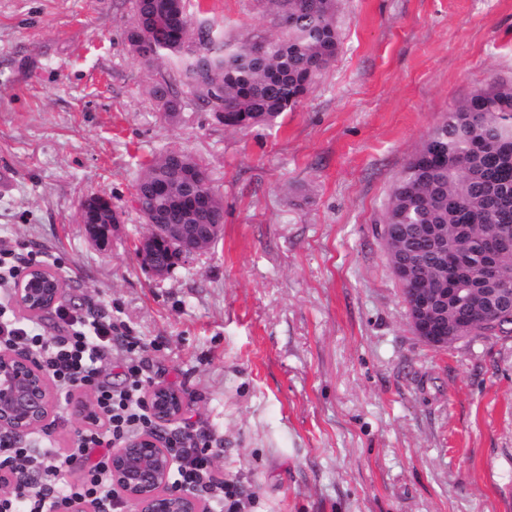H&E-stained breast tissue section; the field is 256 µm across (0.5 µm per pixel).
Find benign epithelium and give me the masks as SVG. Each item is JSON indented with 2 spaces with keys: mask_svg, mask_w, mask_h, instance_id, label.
<instances>
[{
  "mask_svg": "<svg viewBox=\"0 0 512 512\" xmlns=\"http://www.w3.org/2000/svg\"><path fill=\"white\" fill-rule=\"evenodd\" d=\"M198 187L199 201L208 209L206 224H163L156 212H140L147 232L138 241L137 255L158 278L170 270L159 256L162 244L170 245L177 258L188 261L205 254L221 235L224 217L209 209L211 193L205 191L203 183ZM419 232L439 265L447 268L448 238L433 224L420 225ZM511 248L508 233L491 234L486 260L470 280L485 293L474 297L471 289L459 282L451 288L445 280L435 288H422L414 263L398 259L397 275L405 291L408 321L421 343L444 350L474 335L478 324L488 330L512 325V271L503 270L497 262L498 255ZM58 282L54 272L33 263L18 279L15 302L33 315L50 314L63 299ZM470 303L480 315L479 322H456L451 309ZM147 402L159 426L179 420L185 407L184 396L165 385L153 387ZM53 407L48 375L27 354L0 350V432L25 437L43 427ZM70 413L82 421L93 418L92 406L84 399L70 402ZM173 465L174 459L157 431L142 432L112 449V486L131 512H204L198 496L172 487Z\"/></svg>",
  "mask_w": 512,
  "mask_h": 512,
  "instance_id": "1",
  "label": "benign epithelium"
}]
</instances>
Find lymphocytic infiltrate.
<instances>
[{
    "label": "lymphocytic infiltrate",
    "instance_id": "f902f5d3",
    "mask_svg": "<svg viewBox=\"0 0 512 512\" xmlns=\"http://www.w3.org/2000/svg\"><path fill=\"white\" fill-rule=\"evenodd\" d=\"M37 257L31 250L0 245V347L33 356L64 394L93 391L95 419L77 432L73 448L64 453L51 447L35 453L24 441L0 435V474L17 479L0 494V512H71L78 501L96 504L100 512H123L124 501L112 487L109 464L117 443L153 425L138 358L143 344L91 310L76 315L58 307L66 333L54 338L39 333L32 320L16 318L8 308L10 287ZM115 347L125 354L129 381L127 389L119 392L103 380L99 367ZM167 441L177 460L174 487L208 494L213 512H234L242 491L213 475V460L220 453L216 441L186 431L171 433ZM73 468L81 473L75 483L65 478Z\"/></svg>",
    "mask_w": 512,
    "mask_h": 512
}]
</instances>
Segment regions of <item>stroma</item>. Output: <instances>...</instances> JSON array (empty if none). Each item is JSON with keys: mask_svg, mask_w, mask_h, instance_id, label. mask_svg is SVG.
Here are the masks:
<instances>
[{"mask_svg": "<svg viewBox=\"0 0 512 512\" xmlns=\"http://www.w3.org/2000/svg\"><path fill=\"white\" fill-rule=\"evenodd\" d=\"M207 2L226 36L276 29L264 0ZM337 3L315 89L240 131L158 111L129 0H0V244L57 258L63 305L142 339L242 512H512V338L422 345L375 231L449 109L512 78V0ZM171 149L205 166L224 228L160 279L131 197ZM94 191L120 215L103 246L79 218Z\"/></svg>", "mask_w": 512, "mask_h": 512, "instance_id": "obj_1", "label": "stroma"}]
</instances>
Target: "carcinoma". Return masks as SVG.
I'll return each instance as SVG.
<instances>
[{
    "label": "carcinoma",
    "instance_id": "1",
    "mask_svg": "<svg viewBox=\"0 0 512 512\" xmlns=\"http://www.w3.org/2000/svg\"><path fill=\"white\" fill-rule=\"evenodd\" d=\"M276 21L291 23L275 34L249 33L229 39L224 28L207 16L202 3L190 0H132L125 35L146 33L141 44H129L146 68L157 63L150 96L161 112H182L194 102L214 113L226 129L271 125L293 110L335 61L340 49L336 0H265ZM221 102L220 111L212 107ZM197 169L184 150H169L140 171L136 186L156 180L182 193L173 178L176 156ZM119 220L112 205L86 199L81 221ZM382 224L421 260L419 277L433 287L440 276L435 255L423 244L419 224H440L448 235V278L465 280L485 261V239L493 227L512 231V80H497L455 104L434 128L397 179L385 206Z\"/></svg>",
    "mask_w": 512,
    "mask_h": 512
}]
</instances>
